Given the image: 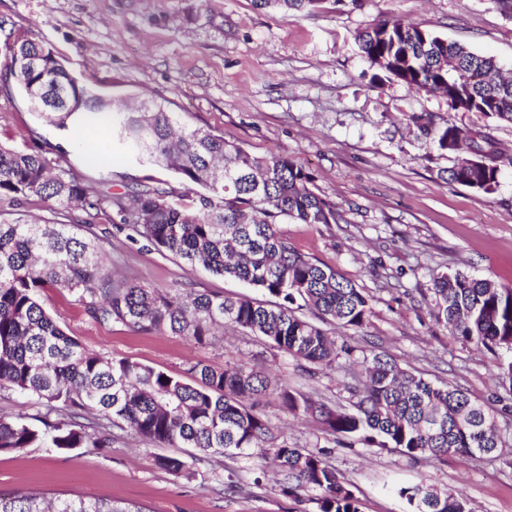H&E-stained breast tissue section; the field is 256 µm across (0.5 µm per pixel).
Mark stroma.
I'll use <instances>...</instances> for the list:
<instances>
[{"instance_id": "35a3bbf8", "label": "stroma", "mask_w": 512, "mask_h": 512, "mask_svg": "<svg viewBox=\"0 0 512 512\" xmlns=\"http://www.w3.org/2000/svg\"><path fill=\"white\" fill-rule=\"evenodd\" d=\"M387 18L404 19L494 56L512 72V20L491 0H330L314 13L288 15L257 0H0V66L10 42L48 43L79 83L106 97L163 103L189 128L224 136L251 152L296 157L336 203L335 224L283 222L289 245L338 271L370 297L373 315L356 333L364 354L463 388L490 405L504 442L493 460L416 461L390 450L328 443L326 463L350 484L362 512H408L396 486L463 490L471 512H512V392L497 357L457 343L432 317L435 277L454 270L512 288V125L452 110L446 99L388 80L362 57L355 35ZM437 121L492 143L505 158L487 194L448 180L453 155L408 120ZM0 144L65 155L110 191L149 184L181 189L170 170L111 154L102 126L61 129L30 111L15 85L0 87ZM96 232L116 278L150 288L263 294L213 275L100 216ZM44 305L87 350L125 357L173 376L202 362L278 375L289 387L348 405L353 367L308 376L262 339L225 327L200 346L170 334H142L92 320L74 296L48 292ZM262 409L289 443L314 447L321 434L274 398ZM162 450L113 430L96 453L34 447L0 453V491L46 498H109L139 512H300L283 496L272 458L258 452L210 458L193 480L159 469ZM233 474L237 489L222 479ZM264 475L262 486L254 478Z\"/></svg>"}]
</instances>
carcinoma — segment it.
<instances>
[{
	"label": "carcinoma",
	"instance_id": "carcinoma-1",
	"mask_svg": "<svg viewBox=\"0 0 512 512\" xmlns=\"http://www.w3.org/2000/svg\"><path fill=\"white\" fill-rule=\"evenodd\" d=\"M326 0H276L296 12H314ZM361 53L389 79L465 104L470 112L512 123V76L494 59L403 20H383L355 35ZM20 46L38 67L5 63L30 108L67 129L88 118L105 126L111 142L140 163L163 166L187 190L143 186L132 198L90 181L35 146L0 145V204L37 197L53 203L56 219L27 224L0 218V389L46 407L35 425L22 413L0 417V452L31 447L107 448L104 424L81 422L90 412L143 442L180 452L156 465L188 481L204 460L261 448L279 467L283 496L310 493L315 512H361L348 484L323 461L326 449L300 448L270 426L260 401L276 395L284 411L309 417L324 435L346 446L394 448L411 460L493 457L502 439L492 410L449 383L436 384L375 354L363 357L361 375L348 386L351 408L331 407L243 365L215 369L197 362L183 379L128 358L86 350L47 312L52 289L74 295L100 323L119 322L143 333L169 332L200 346L213 329L230 325L258 336L296 361L328 373L352 358L355 347L320 326L334 321L357 331L373 314L370 299L335 269L288 245L279 224L336 223V203L319 193L314 175L288 155H256L200 129L177 132L179 117L154 100L131 109L100 97L70 76L54 50L35 40ZM442 151L455 155L449 179L492 193L500 168L481 147L466 151L461 131L430 115L414 117ZM202 188L198 192L194 187ZM83 219L72 218L73 211ZM115 215L140 236L192 266L232 277L276 298L162 291L116 281L104 263L93 226ZM433 317L458 342L502 352L500 376L512 389V288L454 271L434 279ZM319 322H314V319ZM397 494L410 512H471L459 493L414 484ZM0 512H141L110 499L0 493Z\"/></svg>",
	"mask_w": 512,
	"mask_h": 512
}]
</instances>
